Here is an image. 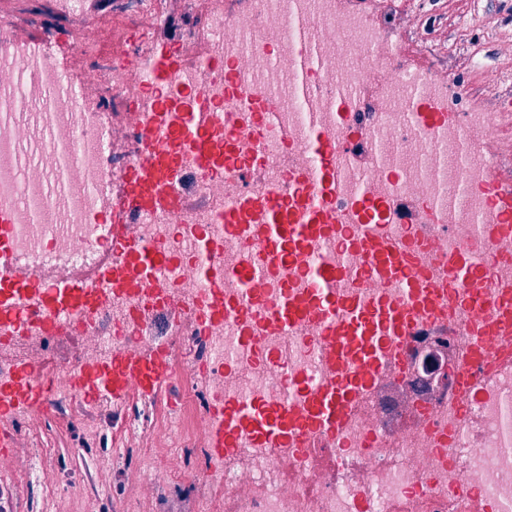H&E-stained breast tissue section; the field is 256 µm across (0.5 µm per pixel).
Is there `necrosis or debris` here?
<instances>
[{"label":"necrosis or debris","mask_w":512,"mask_h":512,"mask_svg":"<svg viewBox=\"0 0 512 512\" xmlns=\"http://www.w3.org/2000/svg\"><path fill=\"white\" fill-rule=\"evenodd\" d=\"M307 19L318 41L327 69L317 70L314 86L319 96L337 87L356 89L372 80L381 83L380 109L392 114L379 139L384 167L397 170V191L407 197L420 194L424 184L440 177L448 191V221L437 225L438 245L453 249L477 245L476 237L461 238L460 229L482 210L481 200L462 190L464 150L479 145L496 119L489 112H473L465 126H452L437 146L409 123L417 96H444L449 111L472 95V88L457 82L452 71L441 80L418 71L393 73L399 54L393 41L365 25L352 14L337 11L336 0H246L236 16L223 11L205 12L209 39L203 47L189 46L195 62L181 69L166 87L149 79L152 53L140 42L137 54L124 46L110 50L93 73L98 92L95 107L85 104L84 89H73L69 78L56 68L47 52L29 46V34L13 31L0 37V199L10 200L23 213L33 203L42 207L38 224L21 222L15 246L22 265L44 275L88 273L105 258L99 225L86 223L89 212L102 210L107 195L99 186L105 147L112 126L111 100H146L163 95L180 98L192 89L206 95L216 111L236 108L226 95L224 75L206 72L209 60L244 64L251 80L262 83L285 112L300 139L309 131L303 112L313 101L297 97L291 72L295 47L281 37L289 15ZM72 143L76 155L71 165L60 166L55 146ZM211 208L193 211L181 223L157 216L140 225L142 239L164 244L171 251L191 255L195 225L212 223ZM206 290L193 286L187 272H178L165 295L194 318ZM133 298L124 291L112 296L98 318L69 323L59 336L32 329L40 344L30 354L18 336H0V382L16 379L19 367L32 373L62 375L66 364L84 365L88 354L104 360L136 350L143 338L130 321ZM469 322L460 316L448 329L422 337L418 354L406 369L415 398L424 402L423 423L395 433L383 425L396 413L393 401L358 402L342 442L311 441L305 459H288L277 448H239L225 453L224 466L195 471L193 480L210 487L203 512H512V362L491 359L485 369L486 384L475 400H467L455 376L466 360L471 338ZM186 342H199L200 354L181 366L185 403L195 407L197 380L206 377L224 396L268 402L278 398L284 380L327 373L312 336H283L274 332L246 344L224 325H193ZM445 346L452 353L449 381L431 376L441 366L432 350ZM279 350L283 371L269 370L262 359L267 349ZM376 435L373 448L359 447L365 432ZM471 485V495L461 499V482Z\"/></svg>","instance_id":"4bbe7bcc"}]
</instances>
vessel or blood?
Masks as SVG:
<instances>
[{
	"instance_id": "b4317fda",
	"label": "vessel or blood",
	"mask_w": 512,
	"mask_h": 512,
	"mask_svg": "<svg viewBox=\"0 0 512 512\" xmlns=\"http://www.w3.org/2000/svg\"><path fill=\"white\" fill-rule=\"evenodd\" d=\"M287 31L297 47V93L306 97L318 57L306 21L293 20ZM182 65L168 48H157L156 83H168ZM224 84L237 99L236 111H215L194 94L174 111L158 97L151 108L129 113L137 146L103 223L112 260L94 273L48 280L16 267L17 214L0 204V322L23 329L36 318L45 333L57 334L73 316L106 303L107 288L168 287L177 265L162 244L137 238L134 227L157 212L178 219L220 170L242 188L223 200V235L205 231L194 238L201 263L193 272L219 291L216 303L197 308L198 320L209 322L218 312L238 336L318 337L329 370L316 381L287 383L277 406L224 399L220 421L206 427L209 442L300 456L311 438L342 437L356 400L404 366L420 329L447 325L452 308L472 318L473 343L460 380L464 392L478 389L491 340H512V250L498 248L512 241V183L480 166L466 174L470 193L485 204L474 232L497 249L507 271L489 282L467 249H437L433 227L447 221L440 183L421 202L396 192L397 175L380 165L371 137L382 120L366 98L332 96L337 112L329 123L307 112L312 141L305 145L270 94L247 82L242 67L225 75ZM420 107L415 126L433 143L460 118L437 99L422 98ZM271 137L280 144L273 158L266 153ZM354 163L366 174L355 192L348 183ZM342 198L347 204L341 208ZM176 315L172 302L159 301L133 324L161 333L174 328ZM168 354L163 346L146 357L118 354L107 370L76 366L67 377L93 395L146 392L167 375Z\"/></svg>"
}]
</instances>
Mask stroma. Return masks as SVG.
Returning a JSON list of instances; mask_svg holds the SVG:
<instances>
[{
	"label": "stroma",
	"mask_w": 512,
	"mask_h": 512,
	"mask_svg": "<svg viewBox=\"0 0 512 512\" xmlns=\"http://www.w3.org/2000/svg\"><path fill=\"white\" fill-rule=\"evenodd\" d=\"M79 20L48 0H7L8 10L34 25V36L50 35L52 59L73 83L89 85L93 74L88 58L72 50L75 28L93 32L101 51L131 42L132 33L116 14L115 0H84ZM369 25L402 45L407 68L433 74L452 69L459 83L497 85L493 98L481 95L463 102L466 112L501 115L495 142L486 153L512 155V0H341ZM204 0H168L162 16L148 28L152 45L193 39L203 44L206 28L199 16ZM180 385L167 376L156 395L159 415L129 428L125 415L133 403L147 400L144 392L105 395L81 406L70 420L51 418L48 410L18 409L13 420L0 425V434L14 440L0 459V512H198L208 497L207 487L191 474L216 458L217 451L202 445L185 447L168 437L165 428L180 420ZM152 449L156 473L151 492L141 487V451ZM38 462L54 489L21 481L30 462Z\"/></svg>",
	"instance_id": "obj_1"
}]
</instances>
